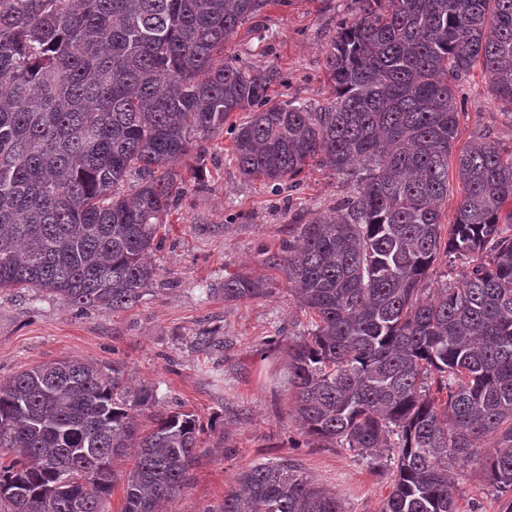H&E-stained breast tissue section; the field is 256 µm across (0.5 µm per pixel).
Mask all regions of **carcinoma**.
<instances>
[{
	"mask_svg": "<svg viewBox=\"0 0 512 512\" xmlns=\"http://www.w3.org/2000/svg\"><path fill=\"white\" fill-rule=\"evenodd\" d=\"M358 3L325 52L333 99L313 110L270 104L276 69L224 60L263 0H0V288L132 307L158 276L146 258L183 184L175 165L246 111L230 127L244 177L277 185L319 166L351 180L296 225L299 244L264 252L313 320L288 345L299 429L394 465L383 512H455L449 475L466 463L512 492V153L468 142L445 239L439 209L456 82L481 66L512 114V0ZM442 255L464 274L430 298ZM220 292L253 300L268 284L234 273ZM123 380L118 364L64 359L0 382V487L14 489L0 512H103L112 458L132 444L123 512H156L186 488L198 420ZM236 483L203 512H345L290 459Z\"/></svg>",
	"mask_w": 512,
	"mask_h": 512,
	"instance_id": "carcinoma-1",
	"label": "carcinoma"
}]
</instances>
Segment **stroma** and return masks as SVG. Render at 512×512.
<instances>
[{"label":"stroma","instance_id":"obj_1","mask_svg":"<svg viewBox=\"0 0 512 512\" xmlns=\"http://www.w3.org/2000/svg\"><path fill=\"white\" fill-rule=\"evenodd\" d=\"M356 14L355 0H264L225 54L243 67L278 70L272 102L321 105L332 95L325 50L339 22ZM456 90L462 103L457 145L487 132L512 151V116L487 94L481 72ZM203 147L204 159L191 153L177 165L185 182L152 256L159 275L131 308H68L33 288L0 289V381L55 360L118 361L129 386L155 385L163 409L194 414L204 427L199 458L188 487L160 512H201L223 500L241 470L281 457L336 493L346 512H380L392 470H375L301 435L273 377L288 364L289 337L302 335L310 318L289 295L284 273L264 264V253L280 250L295 225L346 196L350 183L319 167L304 170L293 187L246 179L225 129ZM241 272L266 280L269 294L225 301L218 293L225 275ZM206 330L221 346L195 344ZM454 481L458 512H503V499L478 464L456 468Z\"/></svg>","mask_w":512,"mask_h":512}]
</instances>
